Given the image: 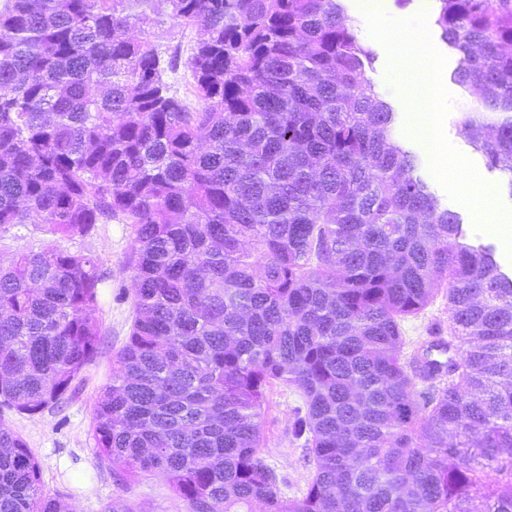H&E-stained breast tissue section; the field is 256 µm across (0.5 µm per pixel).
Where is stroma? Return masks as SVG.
Segmentation results:
<instances>
[{
    "label": "stroma",
    "instance_id": "obj_1",
    "mask_svg": "<svg viewBox=\"0 0 512 512\" xmlns=\"http://www.w3.org/2000/svg\"><path fill=\"white\" fill-rule=\"evenodd\" d=\"M347 13L353 18L357 34L374 56L367 69L374 89L398 114L396 138L419 156V173L428 178L431 189L446 202L449 209L458 212L470 242L496 246V257L501 269L512 276V258L500 248L496 234L477 230L472 212L462 203L452 200L429 170V152L405 131L408 116L406 101L387 84L388 52L385 46L368 33L367 20L358 0H343ZM379 5L392 17L406 19L419 11H426L427 26L435 48L445 56L446 76L443 83L453 96L451 110L444 122V133L449 143L474 164L486 182L498 187V198L512 212V196L501 190L498 171L489 169L482 154L461 129V115L474 104L473 97L454 83L450 75L459 56L440 36L435 23V0H379ZM155 41L162 48L178 55L175 71L166 72L164 79L172 91L185 101H193V78L188 66L195 33L191 30L158 26L153 30ZM58 246L71 251L93 254L100 260L106 276L99 298L96 318L100 325V350L86 367L76 394L62 410H44L25 414L15 410L0 411V424L20 435L41 466L42 488L45 494L61 497L75 512H101L112 496L121 494L138 512H180L181 504L166 482L159 477L132 483L128 489L117 486L111 471L101 466L91 433L92 405L100 389L112 374V357L126 343L132 320V282L128 258L132 247L129 225L118 222L97 225L85 238H61ZM302 401L289 387L277 385L267 394L263 414L264 442L260 455L279 479L284 496L294 498L304 493L309 470L304 465L307 451L302 442L292 437L295 413Z\"/></svg>",
    "mask_w": 512,
    "mask_h": 512
}]
</instances>
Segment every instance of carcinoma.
Segmentation results:
<instances>
[{"mask_svg":"<svg viewBox=\"0 0 512 512\" xmlns=\"http://www.w3.org/2000/svg\"><path fill=\"white\" fill-rule=\"evenodd\" d=\"M8 0L0 10V406L61 409L100 347V261L131 227L134 320L92 412L101 463L183 512H512V277L394 139L341 0ZM482 109L461 124L512 190V0H437ZM196 31L197 105L150 28ZM448 299L411 357L401 323ZM276 384L312 466L259 456ZM0 512H73L0 425ZM47 236L40 224H26L12 230V233L0 235V259L10 260L16 253L37 249Z\"/></svg>","mask_w":512,"mask_h":512,"instance_id":"carcinoma-1","label":"carcinoma"}]
</instances>
